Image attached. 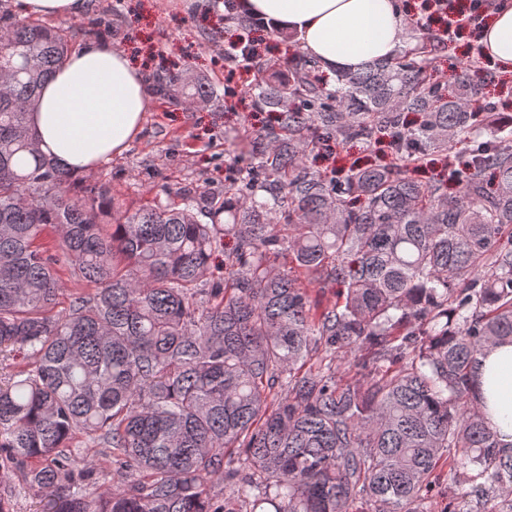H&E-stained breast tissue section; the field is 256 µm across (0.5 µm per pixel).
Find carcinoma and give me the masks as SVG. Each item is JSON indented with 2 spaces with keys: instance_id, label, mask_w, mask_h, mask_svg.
<instances>
[{
  "instance_id": "1",
  "label": "carcinoma",
  "mask_w": 512,
  "mask_h": 512,
  "mask_svg": "<svg viewBox=\"0 0 512 512\" xmlns=\"http://www.w3.org/2000/svg\"><path fill=\"white\" fill-rule=\"evenodd\" d=\"M0 19V469L41 512H431L445 463L466 478L444 512H512V453L476 378L512 342V113L477 107L479 59L443 79L417 18L410 44L331 89L300 51L285 75L258 60L256 106L283 107L274 146L222 197L130 212L70 194L28 123L74 31ZM155 86L188 107L214 96L179 72ZM490 126L496 142L448 171L455 194L407 175ZM377 135L391 160L342 180L303 162ZM48 230L92 291L64 297ZM227 239L228 277L207 288ZM284 253L336 302L311 303ZM340 353L358 377L337 378ZM93 448L118 476L102 490Z\"/></svg>"
}]
</instances>
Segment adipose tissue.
I'll use <instances>...</instances> for the list:
<instances>
[{
    "label": "adipose tissue",
    "instance_id": "obj_1",
    "mask_svg": "<svg viewBox=\"0 0 512 512\" xmlns=\"http://www.w3.org/2000/svg\"><path fill=\"white\" fill-rule=\"evenodd\" d=\"M241 9L298 34L326 72L391 57L403 41L400 0H241ZM483 55L512 74V0H496L481 28ZM152 95L143 70L104 41L84 44L43 84L29 113L40 151L68 171L121 155L139 135ZM481 409L500 443L512 445V343L491 347L479 365Z\"/></svg>",
    "mask_w": 512,
    "mask_h": 512
}]
</instances>
